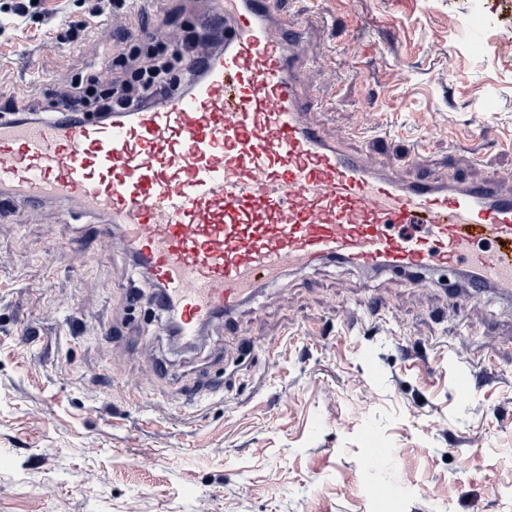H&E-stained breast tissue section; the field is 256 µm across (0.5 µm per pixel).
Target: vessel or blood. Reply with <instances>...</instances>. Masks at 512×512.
I'll list each match as a JSON object with an SVG mask.
<instances>
[{"instance_id": "obj_1", "label": "vessel or blood", "mask_w": 512, "mask_h": 512, "mask_svg": "<svg viewBox=\"0 0 512 512\" xmlns=\"http://www.w3.org/2000/svg\"><path fill=\"white\" fill-rule=\"evenodd\" d=\"M224 45L193 53L183 89L155 104L77 123L0 119V192L102 217L161 290L192 340L289 267L332 260L421 281L454 277L458 312L486 291L512 297V175L466 184L382 170L326 141L294 54L306 35L278 0H214ZM458 399L473 389L455 351Z\"/></svg>"}]
</instances>
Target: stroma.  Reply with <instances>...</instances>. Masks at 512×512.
<instances>
[{"mask_svg": "<svg viewBox=\"0 0 512 512\" xmlns=\"http://www.w3.org/2000/svg\"><path fill=\"white\" fill-rule=\"evenodd\" d=\"M22 4L0 0V100L40 112L143 36L212 33L205 0H41L19 26ZM280 10L310 30L297 53L327 136L406 176L418 144L434 178L512 172V0ZM29 210L0 201V512H512V301L486 292L466 326L438 283L324 260L186 347L93 238L98 216ZM456 348L480 367L464 401Z\"/></svg>", "mask_w": 512, "mask_h": 512, "instance_id": "stroma-1", "label": "stroma"}]
</instances>
